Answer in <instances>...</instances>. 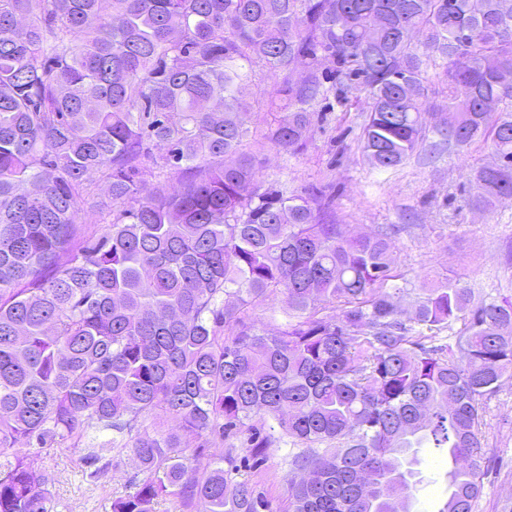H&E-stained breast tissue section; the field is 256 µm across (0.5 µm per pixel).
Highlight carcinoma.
<instances>
[{"mask_svg": "<svg viewBox=\"0 0 512 512\" xmlns=\"http://www.w3.org/2000/svg\"><path fill=\"white\" fill-rule=\"evenodd\" d=\"M416 40L445 60L440 106ZM258 67L282 76L261 126L242 112ZM332 89L366 92L374 167L442 110L444 142L498 158L467 205L512 198L507 0H0V512H61L41 448L92 492L131 453L111 512H274L235 474L281 442L288 512H411L421 448L454 460L440 512H473L512 301L458 280L403 320L395 226L348 237L317 194L256 181ZM280 294L270 332L256 311ZM239 434L242 457L207 452Z\"/></svg>", "mask_w": 512, "mask_h": 512, "instance_id": "carcinoma-1", "label": "carcinoma"}]
</instances>
